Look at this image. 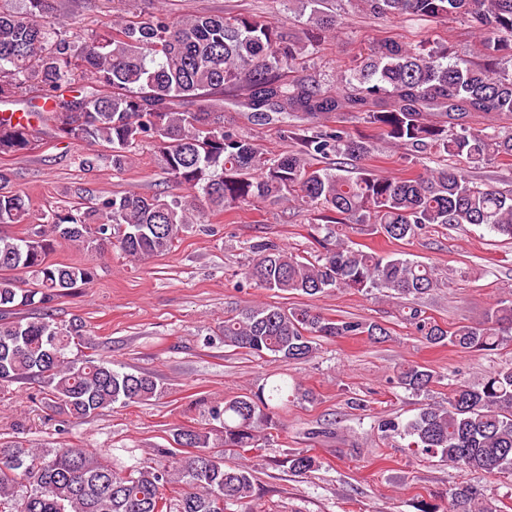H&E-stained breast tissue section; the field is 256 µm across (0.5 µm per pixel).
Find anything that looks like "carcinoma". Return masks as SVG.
<instances>
[{
  "instance_id": "carcinoma-1",
  "label": "carcinoma",
  "mask_w": 512,
  "mask_h": 512,
  "mask_svg": "<svg viewBox=\"0 0 512 512\" xmlns=\"http://www.w3.org/2000/svg\"><path fill=\"white\" fill-rule=\"evenodd\" d=\"M0 0V98L35 93L42 106L20 116L0 114V155L27 154L44 137L100 147L81 160L103 159L122 172L135 164V149L149 143L174 182L190 194L170 200L122 195L81 197L64 208L33 212L24 193L0 174V385L33 380L45 404L85 421L114 404H145L165 388L157 377L112 367L101 357L73 353L85 343L82 321H57L53 304L89 287L88 263L51 260L60 241L88 257L108 250L145 259L171 250L179 235L205 223L196 200L222 212L258 201L293 197L318 211L319 220L348 224L390 241L417 236L430 224H485L512 240V191L478 182L447 164L429 173L382 174L358 162L374 141L328 125L336 112L363 116L377 137L403 149L419 164L434 154L483 166L512 158V0H346L377 17L457 16L479 35L488 63L448 61V46L377 43L340 75V87H324L290 74L313 43L336 29L331 0H296L308 14L303 35L278 23L239 13L174 17L161 9L142 20L128 16L132 0H110L112 18L84 29L58 13L56 0ZM245 101L248 122L280 123L294 148L266 156L238 126L224 123V94ZM483 115L476 129L467 118ZM325 159L319 167L315 161ZM30 225L24 237L4 229ZM313 260L269 239L249 243L246 282L310 299L337 289L378 290L409 301L408 317L431 345L492 351L512 333V299L490 309L483 324L450 331L423 315L415 301L439 286L433 271L407 258L364 251L346 242H319ZM9 271L31 274L11 277ZM35 306L38 317L4 315ZM224 345L263 359L308 361L321 341L349 336L377 340L388 331L358 319H332L312 307L257 305L224 317ZM399 387L425 392L437 373L419 363L397 367ZM288 404V380H266L255 389L204 409L206 427H180L173 440L194 451L179 457L163 448L153 466L133 454L107 458L86 448L35 450L0 444V512H254V476L226 467L217 449L264 448L262 428ZM381 436L470 471L512 473V365L482 382L454 384L445 405L425 403L403 423L379 419ZM288 469L304 475L317 466L304 452L286 455ZM448 512H497L477 486L461 481L448 492Z\"/></svg>"
}]
</instances>
